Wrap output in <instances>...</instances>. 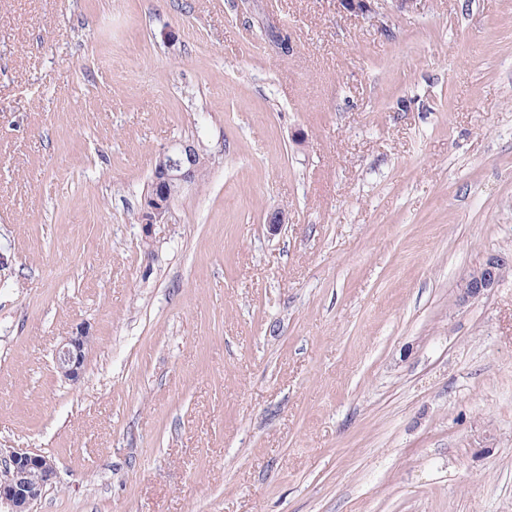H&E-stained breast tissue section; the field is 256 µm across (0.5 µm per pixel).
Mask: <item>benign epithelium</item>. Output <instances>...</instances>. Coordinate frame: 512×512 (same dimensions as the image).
Masks as SVG:
<instances>
[{
	"label": "benign epithelium",
	"mask_w": 512,
	"mask_h": 512,
	"mask_svg": "<svg viewBox=\"0 0 512 512\" xmlns=\"http://www.w3.org/2000/svg\"><path fill=\"white\" fill-rule=\"evenodd\" d=\"M336 2L344 13L378 20L389 13H413L420 8L422 0ZM204 164L197 145L190 142L174 143L155 157L138 220L145 253L152 252L154 227L166 223L174 200L198 180ZM510 269L512 261L497 255L488 257L464 278L457 303L463 305L487 295ZM90 344L91 336L84 328L66 337L55 355L57 372L69 381H78ZM0 466L3 467L0 473V506H7V512H33L34 504L57 477V467L52 458L23 448H0Z\"/></svg>",
	"instance_id": "benign-epithelium-1"
}]
</instances>
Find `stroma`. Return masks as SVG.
<instances>
[{
	"instance_id": "35a3bbf8",
	"label": "stroma",
	"mask_w": 512,
	"mask_h": 512,
	"mask_svg": "<svg viewBox=\"0 0 512 512\" xmlns=\"http://www.w3.org/2000/svg\"><path fill=\"white\" fill-rule=\"evenodd\" d=\"M237 2L0 0V448L35 512H512V274L455 303L512 256V0ZM423 0H336L339 9L351 15L371 19L387 18V13H413L420 8ZM384 10V11H381ZM204 164L197 145L190 142L174 143L155 157L138 220L145 252L152 250L154 227L166 223L174 200L198 180ZM512 259L501 256L488 257L479 267L473 269L463 280L457 296L458 305L479 299L491 292L511 269ZM91 344L89 331L80 328L67 336L55 355L57 372L65 379L77 382L82 375L86 355ZM0 506L6 512H33L47 486L54 483L57 467L46 455L23 448H0Z\"/></svg>"
}]
</instances>
